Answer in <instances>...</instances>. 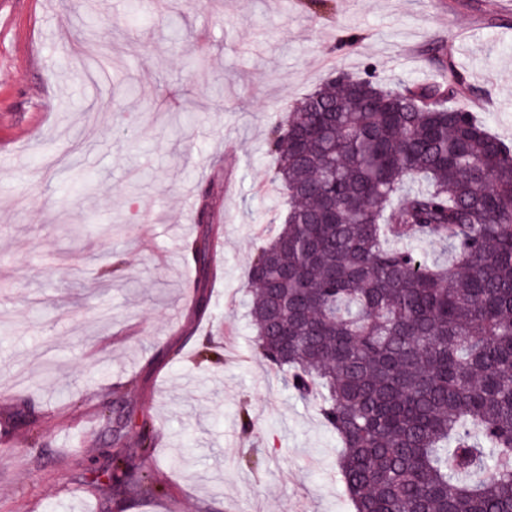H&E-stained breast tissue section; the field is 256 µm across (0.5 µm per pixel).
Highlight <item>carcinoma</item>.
<instances>
[{
    "instance_id": "cac0c4a2",
    "label": "carcinoma",
    "mask_w": 512,
    "mask_h": 512,
    "mask_svg": "<svg viewBox=\"0 0 512 512\" xmlns=\"http://www.w3.org/2000/svg\"><path fill=\"white\" fill-rule=\"evenodd\" d=\"M466 89L327 78L269 130L288 207L247 274L255 351L319 401L354 512H512V144ZM102 417L112 487L142 490L156 438L135 458L132 414Z\"/></svg>"
}]
</instances>
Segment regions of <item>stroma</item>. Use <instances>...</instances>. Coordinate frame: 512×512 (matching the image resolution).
I'll list each match as a JSON object with an SVG mask.
<instances>
[{
    "label": "stroma",
    "mask_w": 512,
    "mask_h": 512,
    "mask_svg": "<svg viewBox=\"0 0 512 512\" xmlns=\"http://www.w3.org/2000/svg\"><path fill=\"white\" fill-rule=\"evenodd\" d=\"M450 62L512 143V0H0V422L35 420L0 452V512H351L336 437L253 350L258 219L287 204L260 191L268 128L331 74ZM207 185L224 272L203 290L182 246ZM116 397L167 489L118 511L92 483Z\"/></svg>",
    "instance_id": "stroma-1"
}]
</instances>
